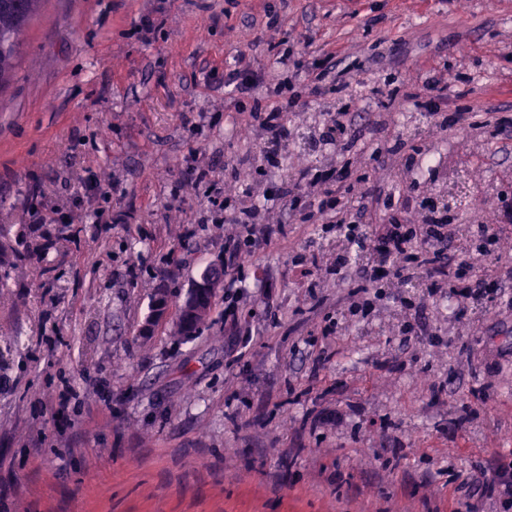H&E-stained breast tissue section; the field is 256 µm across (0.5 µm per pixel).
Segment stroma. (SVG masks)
Here are the masks:
<instances>
[{
	"instance_id": "35a3bbf8",
	"label": "stroma",
	"mask_w": 512,
	"mask_h": 512,
	"mask_svg": "<svg viewBox=\"0 0 512 512\" xmlns=\"http://www.w3.org/2000/svg\"><path fill=\"white\" fill-rule=\"evenodd\" d=\"M307 37L372 67L370 111L442 72L445 116L512 119V0H42L0 88V224L79 176L112 198L71 199L79 239L0 301L27 347L0 371V512H449L451 478L512 458V306L476 322L438 296L426 335L388 333L391 299L357 318L335 275L313 294L294 276L310 223L242 268L245 318L222 296L193 342L168 320L139 334L155 288L184 295L224 256L198 164L223 176L241 148L238 51ZM440 137L452 164L481 142L486 187L512 192L490 128Z\"/></svg>"
}]
</instances>
